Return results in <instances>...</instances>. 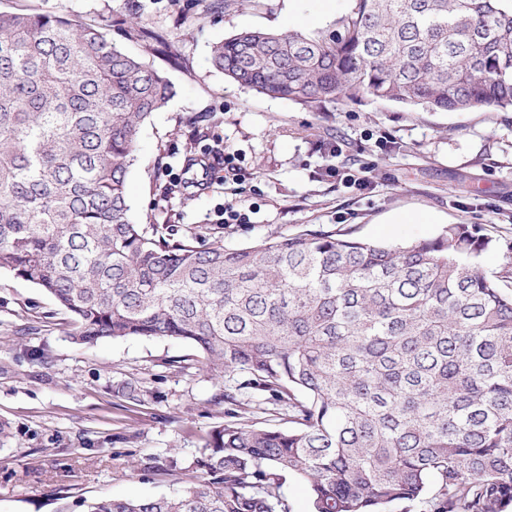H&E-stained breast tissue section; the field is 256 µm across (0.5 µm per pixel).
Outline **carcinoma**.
Returning <instances> with one entry per match:
<instances>
[{
    "instance_id": "1",
    "label": "carcinoma",
    "mask_w": 512,
    "mask_h": 512,
    "mask_svg": "<svg viewBox=\"0 0 512 512\" xmlns=\"http://www.w3.org/2000/svg\"><path fill=\"white\" fill-rule=\"evenodd\" d=\"M502 2L348 0L317 31H238L210 63L308 107L512 111ZM112 27L0 12V269L69 311L79 344L185 342L236 386L196 460L206 479L84 512H291L290 480L313 512H509L512 292L481 268L492 240L450 224L398 245L305 230L227 248L134 223L139 135L173 88ZM119 32L169 50L146 23ZM240 390L287 407L288 426L257 425Z\"/></svg>"
}]
</instances>
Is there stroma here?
<instances>
[{"mask_svg": "<svg viewBox=\"0 0 512 512\" xmlns=\"http://www.w3.org/2000/svg\"><path fill=\"white\" fill-rule=\"evenodd\" d=\"M185 0H0L90 21L131 14L170 35L171 60L121 40L174 94L143 126L127 189L135 223L255 246L320 229L386 244L472 224L492 238L481 260L512 290V112H429L368 100L308 108L273 100L215 70L214 44L243 29H285L290 0H232L184 18ZM238 154L226 183L209 150ZM341 147L330 157L332 147ZM366 175L359 190L327 164ZM208 186L190 187L192 173ZM233 202L249 217L221 224ZM413 215L410 224L401 215ZM73 318L42 289L0 270V512H83L102 497L169 495L203 477L195 461L223 425L220 384L193 346L163 338L78 344Z\"/></svg>", "mask_w": 512, "mask_h": 512, "instance_id": "35a3bbf8", "label": "stroma"}]
</instances>
